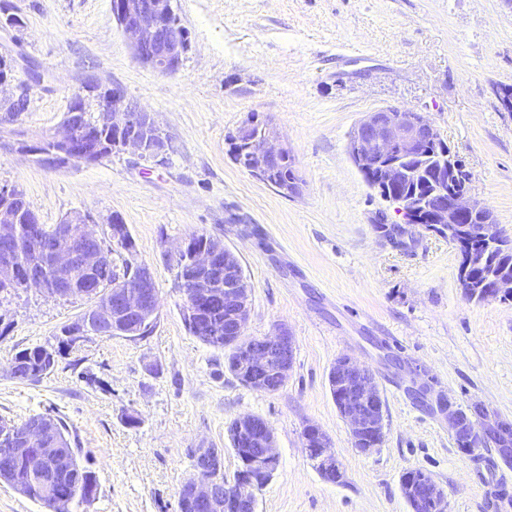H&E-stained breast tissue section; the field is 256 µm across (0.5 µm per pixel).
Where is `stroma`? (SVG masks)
Listing matches in <instances>:
<instances>
[{"label": "stroma", "instance_id": "1", "mask_svg": "<svg viewBox=\"0 0 512 512\" xmlns=\"http://www.w3.org/2000/svg\"><path fill=\"white\" fill-rule=\"evenodd\" d=\"M21 31L0 28V57L43 73L15 123L31 140L60 125L88 79L121 88L170 134L166 164L115 154L94 165L48 169L0 149V185L19 186L40 223L75 212L118 217L136 261L155 273L160 317L139 339H87L62 351L37 381L13 378L24 348H57L64 325L89 301L34 291L0 306V417L51 413L98 480L95 500L73 512H177L189 449L224 451V476L240 462L229 438L241 414L274 431L278 465L257 512H409L400 479L423 470L449 512H512V466L457 449L436 409L483 402L512 418V299H468L459 251L410 226L403 247L377 227L400 215L353 164L348 136L369 111L424 113L471 173L472 197L512 240V6L506 0H175L188 48L163 76L138 62L111 0H6ZM271 120L303 181L288 196L234 160L229 140L250 114ZM235 251L251 285L245 333L277 325L294 338L288 381L274 393L241 384L223 351L191 336L176 271L165 257L194 232ZM367 365L385 401V439L357 452L330 393L340 355ZM139 418L126 425L127 415ZM313 424L342 464L322 478L303 444Z\"/></svg>", "mask_w": 512, "mask_h": 512}]
</instances>
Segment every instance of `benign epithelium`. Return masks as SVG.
Here are the masks:
<instances>
[{"instance_id": "benign-epithelium-1", "label": "benign epithelium", "mask_w": 512, "mask_h": 512, "mask_svg": "<svg viewBox=\"0 0 512 512\" xmlns=\"http://www.w3.org/2000/svg\"><path fill=\"white\" fill-rule=\"evenodd\" d=\"M112 14L128 40L135 58L162 75H173L181 67L187 50L182 28L175 21L173 0H112ZM32 85H13L0 76V102H17L27 98ZM17 119L7 114L0 119V146L13 153L38 157L50 169L70 164L93 165L103 157L104 144L96 133L112 132V153L131 154L164 164L171 148V138L156 119L127 98L117 87L89 84L82 95L71 100L59 128L32 141L12 128ZM232 142L242 147L247 157V171L267 181L271 173L290 159L288 147L279 140L271 121L251 116L236 129ZM425 146L444 147L433 122L423 113L398 107H383L366 113L352 128L348 150L356 168L364 175L377 173L387 189L407 177L402 161L413 158ZM446 160L435 174L439 185L448 182V173L458 169V158L444 152ZM402 216V224H386L383 235L399 246L407 233L405 224L416 223V215L429 212L425 227L440 235L448 234L467 246L460 253L459 282L468 299L481 301L512 297V277L495 278L480 288H472L468 278L471 269L484 261V252L473 247L477 240L499 237L490 213L475 201L469 188H455L434 201H409L385 197ZM90 216L76 213L57 229V247L53 253L48 277H29L9 249L17 225H29L30 234H41V225L33 211H16L9 204L0 205V283L17 280L27 289L40 294L66 299L88 296L90 290L81 286L80 277L89 278L104 267L110 253L93 243V236L75 230L77 224H90ZM183 254L188 261L179 264L177 288L182 298L183 313L191 318L202 317V310L217 306L224 310V345L238 349L234 359L246 384L267 392L284 386L293 364L294 340L288 328L280 326L269 335L245 334L250 315V284L244 275L238 255L212 241L200 247L185 242L165 253L169 260ZM137 277L116 281L112 299L97 303L88 314L96 336H123L136 339L143 324L159 319V302L152 267L134 263ZM328 385L336 396V407L347 422L354 447L371 453L384 440V402L371 370L358 360L342 355L328 372ZM444 419L448 422L455 443L462 454L473 458L485 447H494L497 456L512 460V420L502 417L479 402L461 409L453 402L438 399ZM235 445L241 468L236 479L222 484L201 470L192 481L183 484L178 500H185L194 512H256L257 492L276 470L278 455L272 428L266 420L252 414L235 418ZM304 446L315 467L328 481H341L343 470L330 440L318 427L308 425L303 431ZM21 447L10 448L9 460L27 465L30 475L44 496L54 495L58 481L47 477L44 465L57 458L60 449L53 426L45 421L22 430ZM404 497L409 502L430 503L435 512H448V499L435 480L416 479L406 472L402 480Z\"/></svg>"}]
</instances>
